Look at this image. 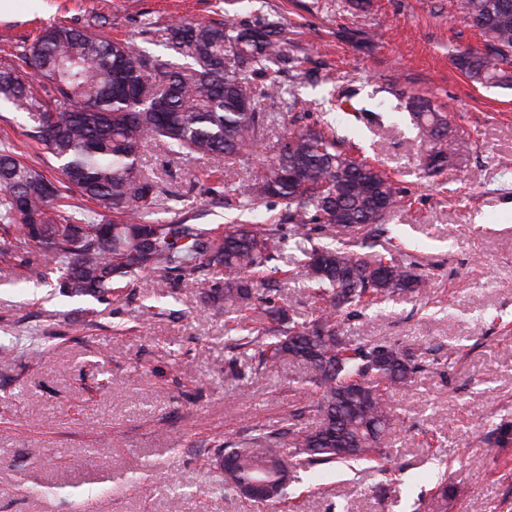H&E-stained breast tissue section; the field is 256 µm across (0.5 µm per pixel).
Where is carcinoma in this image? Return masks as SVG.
Instances as JSON below:
<instances>
[{
    "label": "carcinoma",
    "instance_id": "1",
    "mask_svg": "<svg viewBox=\"0 0 512 512\" xmlns=\"http://www.w3.org/2000/svg\"><path fill=\"white\" fill-rule=\"evenodd\" d=\"M463 8L485 48L458 51L454 64L483 87L511 88L512 0H463ZM283 40L277 21L145 26L142 41L164 46L168 55L162 57L134 40L103 34L97 17L82 27L44 28L22 64H0V102L26 114L27 135L59 163L62 179L55 186L13 148H0V230L8 235L0 241V264L11 265L37 247L44 261L30 269V278L42 282L58 271L63 287L91 296L111 287L114 277L150 269L174 271L192 284L204 264L224 276V287L211 289L208 299L252 309L259 294L254 274L268 271L285 245L279 225L226 224L217 239L196 224L154 218L161 189L134 148L156 142L174 156L207 160L251 155L272 123L259 100L280 91L273 56ZM34 74L46 95L34 93ZM412 118L432 159L425 165L429 173L454 166L468 149L469 139L429 100L412 99ZM269 151L262 170L225 194L224 203L242 213L270 198L287 207L303 255L298 268L328 298L309 323L274 304L265 309V361L287 357L303 365L318 393V420L302 427L295 410L276 435L291 439L310 462L350 466L379 458L395 427L389 393L407 385L420 366L393 344L349 343L338 316L421 284L412 257L369 252L400 191L322 127L293 130ZM70 191L95 204L94 214L109 211L117 220L100 224L68 211ZM224 454L235 461L224 469L227 492L239 495L243 485L264 482L272 491L264 500L272 502L297 480L293 464L264 433L224 445Z\"/></svg>",
    "mask_w": 512,
    "mask_h": 512
}]
</instances>
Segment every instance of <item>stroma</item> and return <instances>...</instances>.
Instances as JSON below:
<instances>
[{"mask_svg":"<svg viewBox=\"0 0 512 512\" xmlns=\"http://www.w3.org/2000/svg\"><path fill=\"white\" fill-rule=\"evenodd\" d=\"M104 18L105 34L140 39L150 21L188 17L280 21L282 95L262 100L280 122L269 133L327 125L358 158L389 174L401 195L376 250L414 255L424 286L341 317L352 344L392 342L422 369L390 395L397 417L390 456L354 466H299L275 506L259 510L226 494L216 453L225 442L273 432L288 411L312 424L317 394L304 367L269 366L260 346L236 347L266 324L262 309L228 310L205 290L223 276L200 269L197 287L175 273L114 279L99 297L26 281L37 251L0 267V512H415L440 476L446 512H512V88L472 83L452 63L483 39L460 0H14L0 12V60L13 61L53 23ZM431 99L469 136L455 167H418L423 150L408 110ZM29 165L59 173L25 132V115L0 107V142ZM162 190L161 220L222 232L225 224L274 223L288 242L276 258V300L294 320L325 303L297 273L285 208L271 201L241 215L214 187H243L263 152L212 170L205 160L142 148ZM503 429L486 444L487 425Z\"/></svg>","mask_w":512,"mask_h":512,"instance_id":"stroma-1","label":"stroma"}]
</instances>
